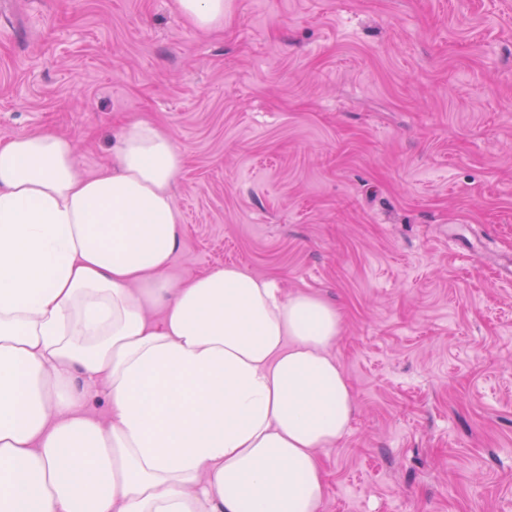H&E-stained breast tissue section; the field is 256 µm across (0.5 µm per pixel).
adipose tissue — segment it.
<instances>
[{
    "mask_svg": "<svg viewBox=\"0 0 512 512\" xmlns=\"http://www.w3.org/2000/svg\"><path fill=\"white\" fill-rule=\"evenodd\" d=\"M181 166L144 119L85 177L64 136L0 143V512H319L341 315L234 265L171 287Z\"/></svg>",
    "mask_w": 512,
    "mask_h": 512,
    "instance_id": "1",
    "label": "adipose tissue"
}]
</instances>
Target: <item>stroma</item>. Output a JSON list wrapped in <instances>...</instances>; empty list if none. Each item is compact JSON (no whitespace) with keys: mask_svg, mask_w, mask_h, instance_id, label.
Listing matches in <instances>:
<instances>
[{"mask_svg":"<svg viewBox=\"0 0 512 512\" xmlns=\"http://www.w3.org/2000/svg\"><path fill=\"white\" fill-rule=\"evenodd\" d=\"M183 156L172 285L238 265L336 306L356 412L321 512H512V0H0V141ZM176 11L198 29L208 30L224 25V0H174Z\"/></svg>","mask_w":512,"mask_h":512,"instance_id":"obj_1","label":"stroma"}]
</instances>
